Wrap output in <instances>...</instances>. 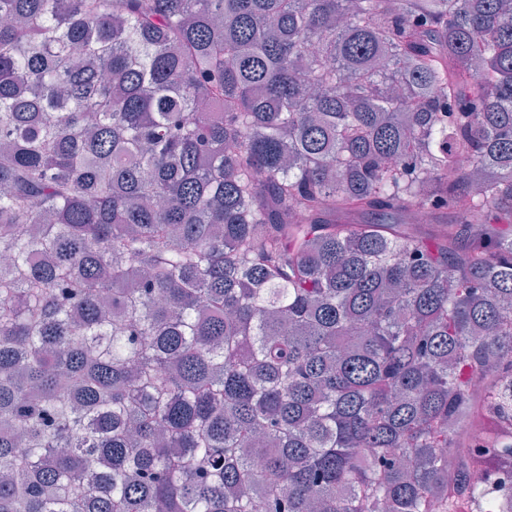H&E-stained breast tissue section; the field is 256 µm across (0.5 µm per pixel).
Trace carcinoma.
<instances>
[{
	"mask_svg": "<svg viewBox=\"0 0 512 512\" xmlns=\"http://www.w3.org/2000/svg\"><path fill=\"white\" fill-rule=\"evenodd\" d=\"M0 139V512H497L512 0H0Z\"/></svg>",
	"mask_w": 512,
	"mask_h": 512,
	"instance_id": "cac0c4a2",
	"label": "carcinoma"
}]
</instances>
